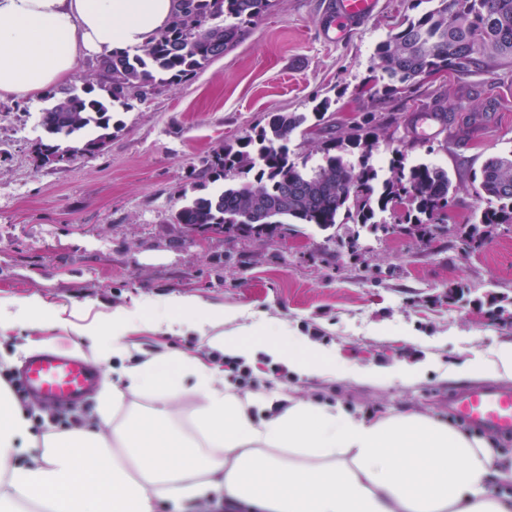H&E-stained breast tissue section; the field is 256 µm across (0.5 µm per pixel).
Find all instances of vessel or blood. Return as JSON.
Listing matches in <instances>:
<instances>
[{
	"label": "vessel or blood",
	"instance_id": "1",
	"mask_svg": "<svg viewBox=\"0 0 512 512\" xmlns=\"http://www.w3.org/2000/svg\"><path fill=\"white\" fill-rule=\"evenodd\" d=\"M378 0H328L320 33L341 39L364 23ZM102 373L65 350L43 351L29 357L18 382L46 403L63 407L95 392ZM450 410L467 423L493 434L512 436V387L485 385L459 390L448 399Z\"/></svg>",
	"mask_w": 512,
	"mask_h": 512
}]
</instances>
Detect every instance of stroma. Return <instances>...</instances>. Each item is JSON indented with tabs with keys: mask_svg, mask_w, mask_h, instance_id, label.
<instances>
[{
	"mask_svg": "<svg viewBox=\"0 0 512 512\" xmlns=\"http://www.w3.org/2000/svg\"><path fill=\"white\" fill-rule=\"evenodd\" d=\"M408 4L379 0L372 17L331 42L319 37L324 0H276L245 39L196 76L114 113L107 148L64 168L35 160V144L47 138L38 109L0 98V297L40 294L69 309L88 303L95 317L146 298L196 296L231 313L227 334L263 320L288 325L361 367L426 359L428 371L405 385L299 377L264 355L248 363L203 350L196 334L166 336L142 326L129 334L127 355L113 361L109 379L117 381L121 367L186 352L221 365L243 396L273 383L285 397L455 423L449 393L481 380L456 378L452 366L512 343V316L489 309L492 298L512 300V225L500 226L476 252L463 251L460 241L467 219L485 206L472 188L473 172L512 146V72L444 75L408 98L380 95L375 49ZM437 92L476 97L488 109L482 127L466 137L441 134L430 121L415 125ZM325 98L332 105L319 130L292 137L290 160L316 166L320 143L355 118L395 114L396 123L379 130L374 164L387 166L402 154L447 169L456 223L424 237L386 213L378 229L302 224L261 241L190 236L175 224L184 190L215 151L251 134L268 113H307ZM70 339L61 330L0 332V378L16 377L41 341L66 349ZM96 405L91 396L66 409L35 400L27 408L39 434L49 424L91 417Z\"/></svg>",
	"mask_w": 512,
	"mask_h": 512,
	"instance_id": "obj_1",
	"label": "stroma"
}]
</instances>
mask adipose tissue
Masks as SVG:
<instances>
[{
	"instance_id": "adipose-tissue-1",
	"label": "adipose tissue",
	"mask_w": 512,
	"mask_h": 512,
	"mask_svg": "<svg viewBox=\"0 0 512 512\" xmlns=\"http://www.w3.org/2000/svg\"><path fill=\"white\" fill-rule=\"evenodd\" d=\"M172 9L173 0H0V98L37 101L86 56L144 46ZM224 319L193 298L145 300L102 321L67 320L37 294L0 300V330L69 326L78 342H92L103 368L139 323L181 335ZM207 345L244 359L264 352L300 376L392 384L422 374L405 362L347 370L334 351L270 323L214 334ZM186 376L201 400L192 435L173 411ZM119 378L124 390L102 389L91 422L39 436L0 385V512H156L161 500L185 512L216 495L253 512H512V456L446 423L416 413L374 418L264 391L243 398L219 366L198 358L151 360ZM127 391L152 394L153 403L119 420ZM20 454L28 465H16Z\"/></svg>"
}]
</instances>
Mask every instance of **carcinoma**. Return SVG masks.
Here are the masks:
<instances>
[{
    "label": "carcinoma",
    "mask_w": 512,
    "mask_h": 512,
    "mask_svg": "<svg viewBox=\"0 0 512 512\" xmlns=\"http://www.w3.org/2000/svg\"><path fill=\"white\" fill-rule=\"evenodd\" d=\"M437 6L408 18L380 42L375 64L384 94L409 91L423 76L464 77L512 68V0H434ZM273 0H174L166 29L141 49L114 51L97 61V78L81 90L48 94L40 125L50 142L37 152L60 159L91 156L112 139L113 113L133 107L156 88L186 79L243 39ZM432 115L468 134L483 114L469 100L439 98ZM306 114L280 112L253 135L226 144L206 160L195 185L221 180L224 187L197 196L174 215L193 235L200 231L261 239L298 224L329 230L345 224L377 225L385 212L409 230L428 232L454 222V187L448 171L430 163L390 160L388 174L372 161L381 116L366 113L337 141L322 142V162L307 171L290 161L288 142L297 130L314 131ZM487 201L478 221L461 235L462 249L483 248L502 224H512V149L487 159L473 175Z\"/></svg>",
    "instance_id": "obj_1"
}]
</instances>
